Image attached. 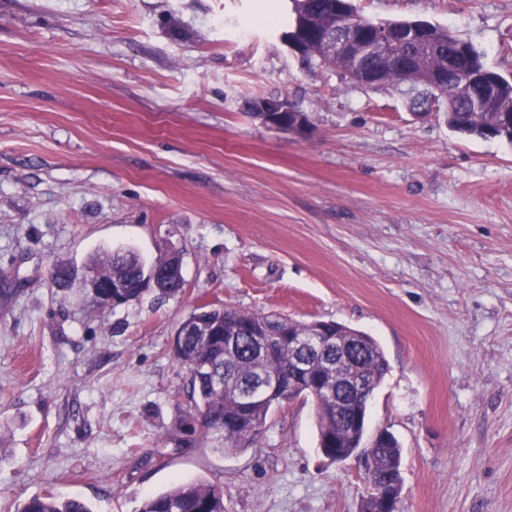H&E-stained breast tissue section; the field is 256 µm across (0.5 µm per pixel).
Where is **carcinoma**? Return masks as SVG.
<instances>
[{"instance_id":"cac0c4a2","label":"carcinoma","mask_w":512,"mask_h":512,"mask_svg":"<svg viewBox=\"0 0 512 512\" xmlns=\"http://www.w3.org/2000/svg\"><path fill=\"white\" fill-rule=\"evenodd\" d=\"M295 12L313 18V28L303 35L314 43L313 34L319 29L340 27L344 15L336 12L334 0H294ZM409 20H389L371 23L363 29L361 40L352 53L337 60L328 58L321 48L303 54L309 62L334 68L349 76L360 63L372 59L376 68L383 69L381 84L399 85L421 82L420 71L448 68V52L463 50L465 59L457 66L448 84L424 87L435 103L446 104L448 128L465 136L483 139L498 138L512 143V81L490 69L482 55L448 28L432 25V43L421 47L403 35L412 30ZM396 32L399 47L412 48L418 60L413 70L389 65L368 52L366 43L377 28ZM477 65L489 82L502 85L497 103L488 108L477 101L478 84H462L469 75L471 65ZM146 267L142 257L131 250L124 252L121 261H114V252L93 259L87 271L112 270L129 283L138 282ZM191 320L180 322L176 328L177 345L173 356L177 364L188 373L187 398L192 413L199 419L204 436L219 434L226 453L243 451L264 434L271 411L299 397L311 399L308 388L324 390L316 406L324 417L317 423L318 437L326 434L344 436L335 448L323 452L345 462L355 456L363 436V429L354 425L352 408L341 403L336 378L329 375L326 365L341 362L346 376L365 380L369 391H376L389 371V364L378 341L362 332L338 322H327V332L317 336L318 322L296 321L286 316L275 317L257 311H242L207 304L198 306L190 314ZM297 338H313L305 353L292 354L288 346L280 344L278 337L286 332ZM310 365L301 374V383L291 392L278 391L248 406H240L233 399L237 390H244L264 377L279 374L295 367L294 359ZM402 468V448L393 438L383 447L373 450L365 479L373 485L396 479ZM18 512H93L83 499H61L53 494L34 496ZM138 512H224V492L213 484L202 481L178 482L168 490L147 496Z\"/></svg>"}]
</instances>
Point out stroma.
Returning <instances> with one entry per match:
<instances>
[{
	"label": "stroma",
	"mask_w": 512,
	"mask_h": 512,
	"mask_svg": "<svg viewBox=\"0 0 512 512\" xmlns=\"http://www.w3.org/2000/svg\"><path fill=\"white\" fill-rule=\"evenodd\" d=\"M448 27L512 77V0H353ZM285 0H0V512L46 492L137 512L178 481L224 512H361L315 406L246 451L189 430L178 324L203 304L374 336L370 430L402 449V512H512V143L452 132L409 83L289 51ZM275 96L299 132L254 122ZM179 252L185 291L100 307L60 288L103 250Z\"/></svg>",
	"instance_id": "obj_1"
}]
</instances>
